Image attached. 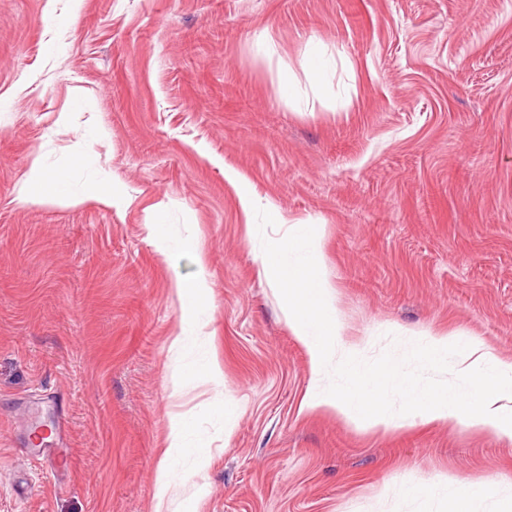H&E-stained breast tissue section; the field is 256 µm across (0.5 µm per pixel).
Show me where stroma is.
I'll use <instances>...</instances> for the list:
<instances>
[{
    "mask_svg": "<svg viewBox=\"0 0 512 512\" xmlns=\"http://www.w3.org/2000/svg\"><path fill=\"white\" fill-rule=\"evenodd\" d=\"M0 0V512H512V439L463 424L365 430L304 412L305 347L260 242L325 227L337 313L389 376L390 329L459 331L512 361V0ZM332 65L311 83L308 63ZM90 100L74 113L71 95ZM101 137L86 143L88 125ZM89 144L92 166L74 150ZM112 200L44 202L34 157ZM254 198L244 209L242 192ZM277 213H269L266 202ZM181 243L162 254L145 228ZM260 225L262 241L250 239ZM206 276L224 389L171 346L175 280ZM63 428L72 466L30 459ZM160 456L154 490L156 512H162V505L173 483L175 470L183 459L193 457L196 470L199 472L210 464V456L200 448L181 419L171 420L170 433L165 448L160 449ZM470 491L460 482L440 477L427 491H419L418 496L423 499H463L469 496Z\"/></svg>",
    "mask_w": 512,
    "mask_h": 512,
    "instance_id": "obj_1",
    "label": "stroma"
}]
</instances>
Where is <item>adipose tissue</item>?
Here are the masks:
<instances>
[{"mask_svg": "<svg viewBox=\"0 0 512 512\" xmlns=\"http://www.w3.org/2000/svg\"><path fill=\"white\" fill-rule=\"evenodd\" d=\"M322 234L319 225L297 224L287 240L261 248L255 254L259 273L275 279L282 272L291 274L312 271L316 305L311 314H302L296 298H288L287 324L299 338L310 356L311 387L300 405L301 410H323L354 422L365 429L388 430L413 426L420 422L454 424L497 431L512 438V421L505 418L498 402L504 395L512 396V362L500 358L483 342L463 339L457 333H435L428 330L396 329L399 354L392 361L395 374L379 381L373 371L354 356V343L338 319L335 303L337 290L325 274L320 273ZM209 291L205 278H198L192 288L177 287L180 298L186 299L185 311L178 323L171 344L186 349L203 335L208 325L200 304ZM438 365L453 364L465 392L471 395L469 407L441 393L430 394L421 406L404 404L400 408H381L363 416L359 405L384 397L388 392L420 393V385L406 371L417 361ZM194 458L197 470L210 464L209 455L200 448L184 422L172 420L170 433L160 451L154 497L164 502L173 476L185 458Z\"/></svg>", "mask_w": 512, "mask_h": 512, "instance_id": "obj_1", "label": "adipose tissue"}]
</instances>
